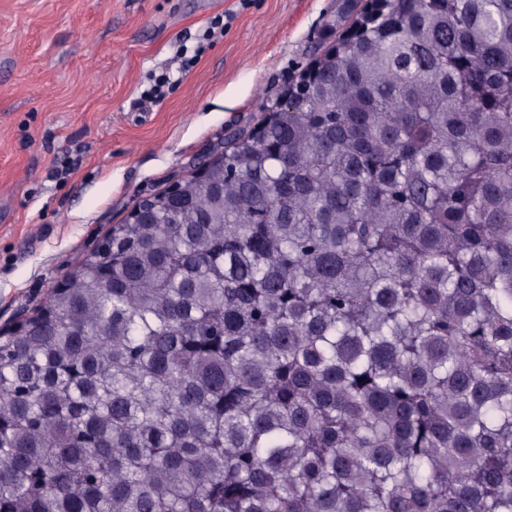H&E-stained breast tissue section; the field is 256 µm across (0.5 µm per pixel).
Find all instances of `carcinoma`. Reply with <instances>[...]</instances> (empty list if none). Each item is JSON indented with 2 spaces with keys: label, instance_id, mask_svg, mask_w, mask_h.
Wrapping results in <instances>:
<instances>
[{
  "label": "carcinoma",
  "instance_id": "obj_1",
  "mask_svg": "<svg viewBox=\"0 0 512 512\" xmlns=\"http://www.w3.org/2000/svg\"><path fill=\"white\" fill-rule=\"evenodd\" d=\"M0 335V512H512V0H387Z\"/></svg>",
  "mask_w": 512,
  "mask_h": 512
}]
</instances>
